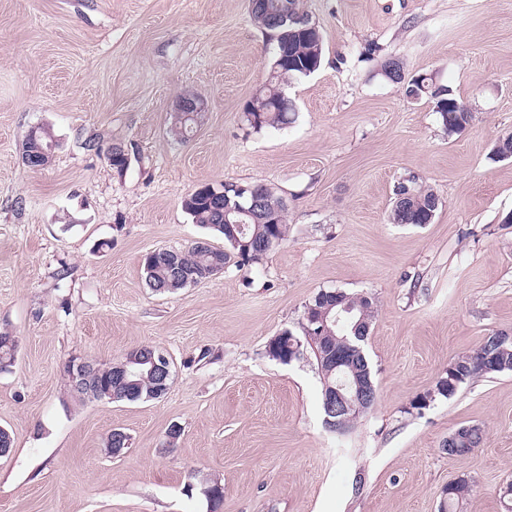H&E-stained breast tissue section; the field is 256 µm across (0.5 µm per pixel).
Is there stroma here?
<instances>
[{"label":"stroma","mask_w":512,"mask_h":512,"mask_svg":"<svg viewBox=\"0 0 512 512\" xmlns=\"http://www.w3.org/2000/svg\"><path fill=\"white\" fill-rule=\"evenodd\" d=\"M323 61L289 78L285 129L253 130L244 106L273 50L248 0H0V512H505L512 481V372L433 396L459 355L512 332V0H302ZM431 78L472 114L450 134L432 99L407 98L383 63ZM203 107L188 140L176 102ZM36 127L59 141L50 165L22 163ZM98 150H86L87 139ZM128 148L125 169L107 159ZM434 188L432 223L388 214L407 179ZM261 182L287 203L288 236L262 263L175 293L142 261L222 236L181 201L197 187ZM323 290L373 297L365 342L377 402L346 433L323 423L311 353L283 364L269 341L298 331ZM163 350L160 399L75 402L65 368ZM429 402L423 409L415 403ZM181 427L175 448L167 429ZM483 442L451 457V432ZM127 432L119 457L107 435ZM147 352H154L156 354L158 349L151 345H141L127 352L126 355L127 357H139L140 355L145 356ZM147 361L150 363L151 369L157 374L159 380H161L160 384H163V382L171 377L170 360L164 352L159 351L156 355L149 356Z\"/></svg>","instance_id":"1"}]
</instances>
